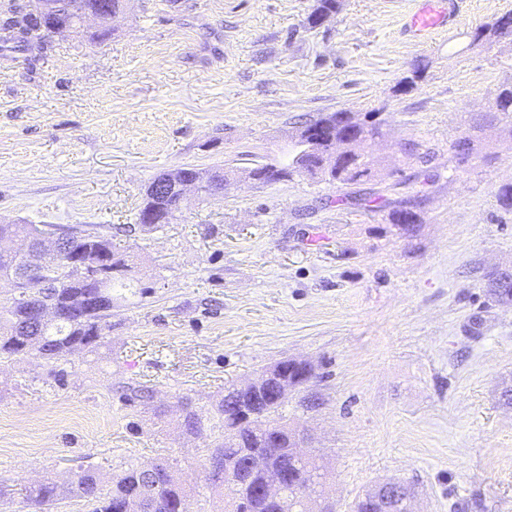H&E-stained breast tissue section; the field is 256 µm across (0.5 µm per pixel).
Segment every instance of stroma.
<instances>
[{
    "label": "stroma",
    "mask_w": 512,
    "mask_h": 512,
    "mask_svg": "<svg viewBox=\"0 0 512 512\" xmlns=\"http://www.w3.org/2000/svg\"><path fill=\"white\" fill-rule=\"evenodd\" d=\"M125 3L104 43L60 35L40 56L0 57V220L99 225L147 288L123 291L97 352L0 365V490L13 495L0 512H33L13 494L23 485L164 459L194 512H219L212 436L182 435L175 403L208 413L287 358L316 368L318 406L295 394L280 412L323 453L334 512L388 480L414 512H512V304L482 280L512 271L496 198L512 138L486 129L467 166L450 160L465 119L512 84V40L472 42L512 0H460L424 36L407 26L420 0H340L313 29L316 0ZM373 108L371 180L237 179L137 230L160 173L281 162L300 121ZM403 182L421 200L410 231L388 222ZM131 382L153 405L126 398Z\"/></svg>",
    "instance_id": "35a3bbf8"
}]
</instances>
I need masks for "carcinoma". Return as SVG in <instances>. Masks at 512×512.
I'll list each match as a JSON object with an SVG mask.
<instances>
[{"label": "carcinoma", "instance_id": "obj_1", "mask_svg": "<svg viewBox=\"0 0 512 512\" xmlns=\"http://www.w3.org/2000/svg\"><path fill=\"white\" fill-rule=\"evenodd\" d=\"M65 8L60 11L48 10L45 25L40 31L28 26L27 17L16 5L7 3L0 8V53L42 52L51 45L50 26L55 23L78 24L82 15L94 11L103 15L123 11L124 0H61ZM339 8V0H316V6L308 17V24L317 27ZM506 39L512 37V26L507 27L502 18L491 25L476 29L473 42H485L491 37ZM378 111L373 110L358 118L351 112L338 111L322 114L309 121L307 129H319L321 141L312 148L300 140L291 144L286 164H258L253 171L259 182L270 185L280 182L293 174H304L312 180H327L342 185L355 184L373 175L374 163L364 154L349 153L334 158L336 142L345 138L360 144L367 137L379 133L380 122L375 120ZM496 126L512 137V85L499 90L488 111L473 117L469 122L468 141L457 154V163L468 161L479 142L478 132L483 128ZM231 172L222 169L208 171L206 187L215 196L224 190V182ZM389 221L405 230L418 223V214L410 201L401 199L389 213ZM37 226L34 224H0V239L5 235L15 238H34ZM72 248L90 246L91 250L105 254L112 260V272L102 278L87 282L71 279L61 267L51 274H35L24 289L25 296H11L0 304V363L20 360L29 355L45 359H61L79 350L96 351L104 338V331L111 327L112 290L131 288L129 280L132 262L127 252L112 243V236L92 228H80L72 233ZM483 280L493 298L503 304H512V272L491 269L484 273ZM94 294L99 304L91 308H76L63 319L42 323L36 319L37 307L54 301L63 303L83 294ZM274 389L262 394L247 407L253 420L244 421L241 396L231 387L212 408L209 420L218 431L212 458L219 465L236 467L238 474L253 486L261 485L263 476L243 466V453L253 448L269 452L273 466L291 475L308 473L319 475L321 465L311 453L303 458H294L291 448L304 439L299 431L288 427L277 418L282 404L273 398ZM182 412L181 428L187 435L201 434L204 426L203 415L190 402L178 400ZM168 465L150 463L131 465L113 475L111 485L103 487L100 476L83 469L64 485L44 482L25 489L29 502L39 512H53L62 497L80 499L92 506L91 512H190L191 503L185 488L179 484L163 481ZM285 501L273 502L256 493L249 496L240 511L234 503L227 502L225 512H333L329 497L320 488L314 499L306 504H296L292 499L291 483L285 484ZM385 504L367 493L353 507V512H383Z\"/></svg>", "mask_w": 512, "mask_h": 512}]
</instances>
